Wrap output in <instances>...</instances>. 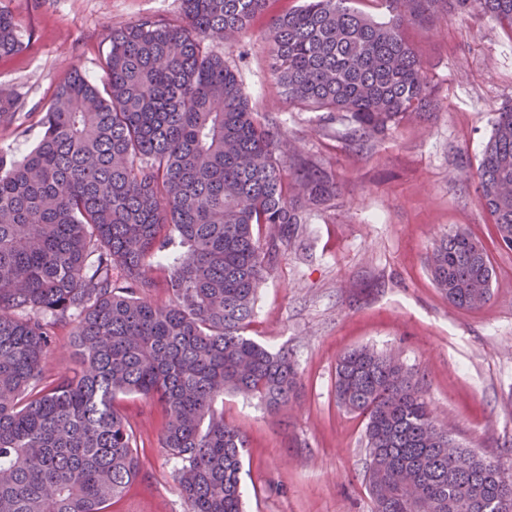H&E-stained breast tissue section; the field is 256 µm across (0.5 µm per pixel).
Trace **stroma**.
Wrapping results in <instances>:
<instances>
[{
  "label": "stroma",
  "mask_w": 512,
  "mask_h": 512,
  "mask_svg": "<svg viewBox=\"0 0 512 512\" xmlns=\"http://www.w3.org/2000/svg\"><path fill=\"white\" fill-rule=\"evenodd\" d=\"M302 0H268L234 46L208 42L238 72L259 115L277 117L302 156L336 175L335 196L281 245L259 290L248 336L288 349L301 386L279 414L224 398V420L248 441L244 512H371L361 417L336 403V361L362 346L398 356L420 380L438 420L465 447L512 467V250L496 238L467 171L477 167L496 112L512 104V36L479 12L436 13L406 37L431 79V110L401 120L371 152L341 124L290 104L269 69L272 18ZM21 51L0 58V91L16 100L0 148L31 151L58 86L78 70L93 82L111 29L181 19L180 0H0ZM458 227L485 244L495 270L489 304L460 309L427 271L434 243ZM140 473L108 512H186L177 464L161 446L160 407L120 398Z\"/></svg>",
  "instance_id": "stroma-1"
}]
</instances>
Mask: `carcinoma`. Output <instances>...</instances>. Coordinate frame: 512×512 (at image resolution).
<instances>
[{
	"mask_svg": "<svg viewBox=\"0 0 512 512\" xmlns=\"http://www.w3.org/2000/svg\"><path fill=\"white\" fill-rule=\"evenodd\" d=\"M268 0H181L182 20L114 28L98 86L74 70L40 119L37 145L0 149V512H106L137 478L120 395L162 407V447L188 512H243L246 440L216 407L226 393L285 406L299 375L285 348L245 335L271 270L266 227L291 239L337 187L259 118L237 73L204 41L243 35ZM304 0L270 25V71L292 104L348 122L359 150L431 107L404 36L437 8L479 10L512 31V0ZM0 7V57L20 51ZM15 101L0 93V127ZM481 207L512 248V106L495 113L474 172ZM182 252L168 263L171 243ZM428 270L462 309L492 298L484 243L458 227ZM168 301L154 300L158 289ZM77 318L80 369L47 380L58 324ZM337 403L365 420L371 512H512V471L448 438L419 380L369 347L336 363Z\"/></svg>",
	"mask_w": 512,
	"mask_h": 512,
	"instance_id": "1",
	"label": "carcinoma"
}]
</instances>
